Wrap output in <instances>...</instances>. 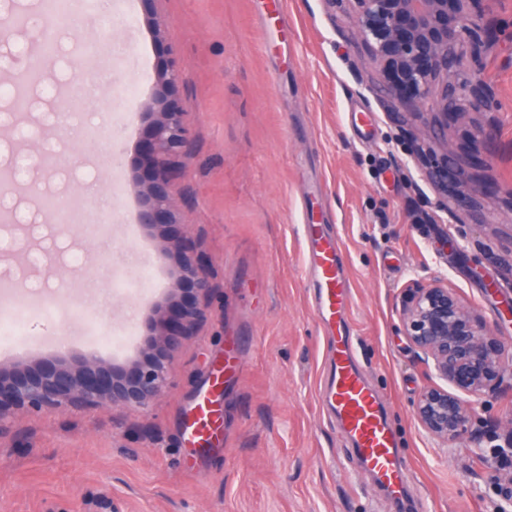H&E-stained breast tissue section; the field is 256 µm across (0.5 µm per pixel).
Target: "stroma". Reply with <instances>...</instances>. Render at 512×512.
<instances>
[{
    "label": "stroma",
    "mask_w": 512,
    "mask_h": 512,
    "mask_svg": "<svg viewBox=\"0 0 512 512\" xmlns=\"http://www.w3.org/2000/svg\"><path fill=\"white\" fill-rule=\"evenodd\" d=\"M14 2L23 19L10 39L18 68L35 62L32 20L44 0ZM112 18V39L127 45L121 64L103 69L67 113L0 98L13 124L0 131V178L32 175L33 148L51 144L70 167L31 201L12 193L0 213V296L10 304H50L29 319L27 343L44 337L54 354L77 356L132 327L121 352L105 360L125 366L143 354L147 325L167 300L176 265L156 263L148 293L119 291L134 276L129 257L158 253L163 241L191 238L208 266L214 292L207 319L169 362L170 384L141 412L110 407L25 413L0 438V512H95L107 497L125 512H378L369 482L335 425L322 413L325 340L311 304L302 238L301 203L311 184L342 239L352 289L349 322L359 358L384 397L410 467L416 512H491L512 489V472L479 462L467 442L449 448L418 426L413 403L437 379L412 348L402 310L409 288L447 281L485 322L492 337L512 344L505 294L489 295L447 246L489 273L512 277V0H485L498 37L483 81L496 109L448 121V149L417 155L392 101L362 85L375 75L371 58L352 46L348 0H288L286 20L260 30L269 0H155L164 29L155 40L141 0L128 10L97 0ZM177 56L183 79L174 96L193 135L192 158L177 167L176 223L136 224L139 154L148 136L152 76ZM493 127L491 145L477 130ZM25 129L27 137L16 134ZM120 136L122 152L108 146ZM453 163L491 194L476 210L434 223L437 196L420 172ZM82 199L84 223H68L61 290L34 295L50 278L33 253H45L57 206ZM111 223H98L99 212ZM78 256L81 269L70 268ZM238 370L224 389V443L198 456L180 442L185 411L227 344ZM472 427L512 420V389L470 400Z\"/></svg>",
    "instance_id": "35a3bbf8"
}]
</instances>
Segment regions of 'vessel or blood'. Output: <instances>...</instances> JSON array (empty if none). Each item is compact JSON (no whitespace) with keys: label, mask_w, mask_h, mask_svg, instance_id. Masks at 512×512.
Here are the masks:
<instances>
[{"label":"vessel or blood","mask_w":512,"mask_h":512,"mask_svg":"<svg viewBox=\"0 0 512 512\" xmlns=\"http://www.w3.org/2000/svg\"><path fill=\"white\" fill-rule=\"evenodd\" d=\"M303 233L313 308L327 343L322 401L335 419L337 430L356 449L368 475L392 504H401L407 496L409 470L381 398L357 363L348 321L351 295L341 240L328 224L319 221L306 222ZM235 372L234 351L229 348L184 414L180 429L183 443L200 449L218 441L224 384Z\"/></svg>","instance_id":"obj_1"}]
</instances>
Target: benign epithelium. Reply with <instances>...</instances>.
I'll return each mask as SVG.
<instances>
[{"instance_id":"7a95c632","label":"benign epithelium","mask_w":512,"mask_h":512,"mask_svg":"<svg viewBox=\"0 0 512 512\" xmlns=\"http://www.w3.org/2000/svg\"><path fill=\"white\" fill-rule=\"evenodd\" d=\"M355 47L376 63L387 94L404 114L423 123L430 151L448 142V116L491 112L490 87L478 78L483 58L496 34L482 24L484 0H351ZM182 78L172 58L155 73L154 114L142 163L149 173L139 190L138 223L157 228L174 222L172 165L192 156L183 112L173 98ZM454 179L458 196L448 205L447 179L432 169L422 180L439 197L445 214L470 208L485 186L474 184L464 169ZM176 255L177 277L167 305L155 309L147 353L126 368L96 358L73 364L0 366V438L13 432L18 416L29 411L81 410L103 406L145 410L168 384V363L183 342L207 318L214 286L201 256L185 240L169 242L161 256ZM405 336L431 361L446 386L424 388L414 402L419 425L441 447L466 437L477 451L482 437L470 428L468 397H497L512 388V355L489 344L483 321L438 283L408 290L403 308Z\"/></svg>"}]
</instances>
